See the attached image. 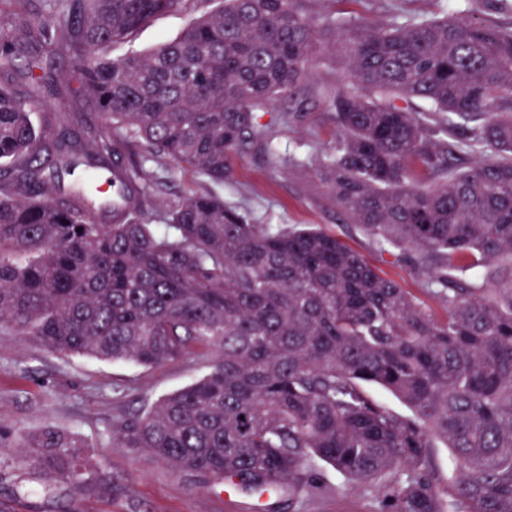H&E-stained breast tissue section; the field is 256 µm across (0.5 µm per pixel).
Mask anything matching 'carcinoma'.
Instances as JSON below:
<instances>
[{"instance_id":"1","label":"carcinoma","mask_w":512,"mask_h":512,"mask_svg":"<svg viewBox=\"0 0 512 512\" xmlns=\"http://www.w3.org/2000/svg\"><path fill=\"white\" fill-rule=\"evenodd\" d=\"M42 2L65 28L16 27L0 10V336L151 367L214 353L203 377L113 428L176 473L294 494L317 487L323 462L374 483L380 512H512V28L334 25L347 86L331 101L330 189L366 233L415 254L447 308L438 320L315 228L256 224L211 193L162 224L144 217L145 164L224 185L235 156L272 147L262 118L296 94L316 47L297 0H217L151 52L119 55L182 0ZM64 52L95 111H38L63 79L34 69ZM105 166L114 193L101 197ZM437 441L459 468L444 491ZM13 447L60 481L99 478L74 433H20Z\"/></svg>"}]
</instances>
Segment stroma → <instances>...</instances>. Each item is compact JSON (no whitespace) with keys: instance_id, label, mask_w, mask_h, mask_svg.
Here are the masks:
<instances>
[{"instance_id":"obj_1","label":"stroma","mask_w":512,"mask_h":512,"mask_svg":"<svg viewBox=\"0 0 512 512\" xmlns=\"http://www.w3.org/2000/svg\"><path fill=\"white\" fill-rule=\"evenodd\" d=\"M318 31L319 47L298 89L297 101L277 100L265 115L273 123V147L253 149L234 159V181L208 187L194 174L151 167L157 187L145 203L148 217L168 209L193 191L214 189L225 201L248 211L258 224L308 225L335 236L360 253L374 268L397 280L437 319L444 304L407 259L381 249L337 206L319 163L332 149L336 130L328 114L336 90L346 84L334 48L330 20L343 16L356 22L386 26L409 16L461 18L512 27V10L500 0H299ZM202 0H184L180 11L149 21L128 47L146 52L176 37L200 15ZM302 109V119L288 123L281 115ZM212 357L196 353L160 366L63 357L36 346L27 336L0 338V435L52 426L79 434L98 465L101 478L89 486L55 483L42 490L37 468L19 466L15 451L0 449V512H233L224 489L206 485L190 473L178 474L146 453L122 447L113 425L139 409L142 402L183 388L209 370ZM323 491L289 498L287 492L252 499L260 512H376L373 485L348 480L321 466Z\"/></svg>"}]
</instances>
